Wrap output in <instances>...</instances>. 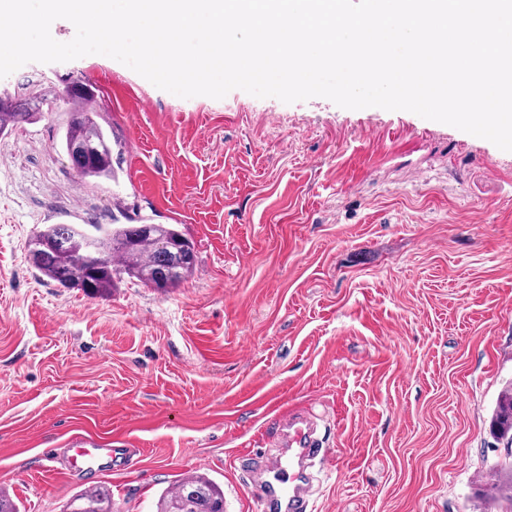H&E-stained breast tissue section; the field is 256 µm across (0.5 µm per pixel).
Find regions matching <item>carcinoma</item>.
<instances>
[{
	"instance_id": "cac0c4a2",
	"label": "carcinoma",
	"mask_w": 512,
	"mask_h": 512,
	"mask_svg": "<svg viewBox=\"0 0 512 512\" xmlns=\"http://www.w3.org/2000/svg\"><path fill=\"white\" fill-rule=\"evenodd\" d=\"M64 98L73 111L65 128L63 145L81 176L91 181L112 178V146L107 132L93 111L95 89L83 83L65 87ZM32 113L9 97L0 99V134L8 132ZM96 135V154L83 162L76 146L89 130ZM139 224H47L27 245L32 266L63 288H82L107 296L117 276L125 274L146 285L163 290L175 288L189 278L196 258L188 256L192 246L173 224H151L140 232ZM95 241L101 260L83 248L86 240ZM492 431L501 440L512 438V386L501 391L492 418ZM491 495L512 502V464L491 469ZM63 512H112V499L102 487L75 495ZM156 512H224V492L219 484L199 473L184 475L164 489Z\"/></svg>"
}]
</instances>
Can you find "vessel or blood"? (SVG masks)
<instances>
[{"mask_svg": "<svg viewBox=\"0 0 512 512\" xmlns=\"http://www.w3.org/2000/svg\"><path fill=\"white\" fill-rule=\"evenodd\" d=\"M276 420L287 431V449L268 465L255 481L258 503L269 502L278 512H308V463L320 453L319 441L309 423L293 411L279 409ZM75 468L92 472L99 468L101 450L97 442L77 439Z\"/></svg>", "mask_w": 512, "mask_h": 512, "instance_id": "obj_1", "label": "vessel or blood"}]
</instances>
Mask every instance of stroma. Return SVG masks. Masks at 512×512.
<instances>
[{"mask_svg":"<svg viewBox=\"0 0 512 512\" xmlns=\"http://www.w3.org/2000/svg\"><path fill=\"white\" fill-rule=\"evenodd\" d=\"M77 79L109 181L61 146ZM1 95L39 103L0 135V487L25 512L85 488L44 455L75 435L118 461L96 476L115 512L197 470L254 512L272 401L319 426L312 512H512L486 504L512 458L490 427L512 383V152L404 110L184 99L97 54L28 63ZM46 224H173L196 267L94 297L29 263Z\"/></svg>","mask_w":512,"mask_h":512,"instance_id":"35a3bbf8","label":"stroma"}]
</instances>
